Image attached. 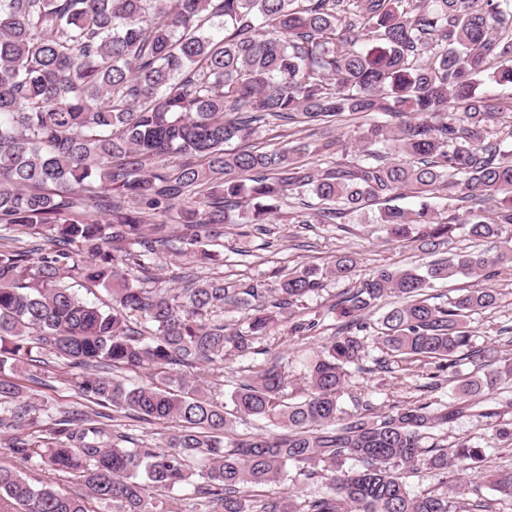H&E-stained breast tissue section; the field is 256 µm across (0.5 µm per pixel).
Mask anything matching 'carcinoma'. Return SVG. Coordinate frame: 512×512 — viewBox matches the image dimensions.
<instances>
[{
	"label": "carcinoma",
	"instance_id": "cac0c4a2",
	"mask_svg": "<svg viewBox=\"0 0 512 512\" xmlns=\"http://www.w3.org/2000/svg\"><path fill=\"white\" fill-rule=\"evenodd\" d=\"M509 0H0V430L11 450L85 488L110 512H183L175 492L194 484L207 512H495L480 495L412 493L407 473H448L483 461L474 437L447 446L432 432L478 406L486 391L512 404V359L477 346L467 321L499 292L472 288L443 305L436 283L496 276L512 246L444 255L456 231L481 239L512 225V128L507 105L479 91L512 88ZM371 49H364L366 45ZM402 115L396 131L366 121L354 138L271 149H228L263 128L316 135L347 116ZM356 151L354 161H333ZM187 157L176 168L171 158ZM411 196L412 208L397 201ZM300 224H340L375 208L393 240L434 256L424 268L382 266L333 305L343 323L308 367V393L288 398L277 366L219 397L214 376L229 354L258 355L283 322L297 336L322 329L299 303L324 288L312 267L279 288L222 277L151 285L150 265L168 248L165 224L182 226L184 253L214 260L204 242L226 224L249 237L285 199ZM43 243L22 246L19 228ZM140 245L135 250L132 245ZM349 254L329 273L347 275ZM102 288L99 306L67 284ZM392 298L371 321L379 302ZM249 311L227 330L224 308ZM402 365L433 364L461 395L373 412L345 411L349 368L365 338ZM78 370L83 409L55 411L17 383L45 355ZM470 363L476 374L457 367ZM153 370L140 386L119 371ZM120 417L170 422L156 444L114 428ZM279 429L225 440L235 420ZM40 428L42 436L27 429ZM352 461L355 467L348 468ZM299 465L326 490L301 503L256 493ZM512 500V466L485 475ZM87 512L85 498L54 481L33 484L0 468V512Z\"/></svg>",
	"mask_w": 512,
	"mask_h": 512
}]
</instances>
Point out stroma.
<instances>
[{
  "label": "stroma",
  "instance_id": "35a3bbf8",
  "mask_svg": "<svg viewBox=\"0 0 512 512\" xmlns=\"http://www.w3.org/2000/svg\"><path fill=\"white\" fill-rule=\"evenodd\" d=\"M289 205H282L280 214L271 223L270 234L242 238L234 225L224 227V234L215 247L216 259L211 264L193 267L181 240L180 225L169 227V246L164 254L156 258L151 274L160 288H174L180 285V277L188 271H196L205 277H226L232 280L249 282L255 279L267 281L269 287H276L273 270L284 267L328 268L336 256L351 253L357 264L348 277L326 278L325 289L321 294L305 300L302 312L305 317L323 315L324 327L321 335L298 337L289 335L285 326H277L266 338L267 354L257 356V363L269 366L278 365L288 377V392L291 397L300 399L306 396V362L316 351L321 350L328 335L333 331L334 317L328 316L330 305L338 301L355 282L367 277L377 267H417L428 262L429 256L410 242L398 243L388 240L380 225L353 222L344 226L338 224H292L288 221ZM488 285L497 289L500 300L496 308L472 315L468 325L479 346H495L500 358H512V343L499 337V330L512 326V270H503L491 280L475 277H459L438 287L442 298L455 297L462 288L475 285ZM381 352L376 346H368L367 355L361 369L352 370L348 379L349 397L344 400V408H351L352 397L370 401L380 412L395 405L408 402H425L430 397L448 401L453 397L451 385L445 384L435 391H427L429 367L416 366L405 370L392 366L390 370H377L373 367L375 358ZM74 374L72 367L55 360L45 367L39 381L24 380L26 391L35 393L60 411L75 409L78 398L71 384ZM407 483L413 493L421 494L432 490L447 491L449 496L458 499L472 498L474 492L490 496L479 469L460 470L449 467L446 482L425 474H411Z\"/></svg>",
  "mask_w": 512,
  "mask_h": 512
}]
</instances>
